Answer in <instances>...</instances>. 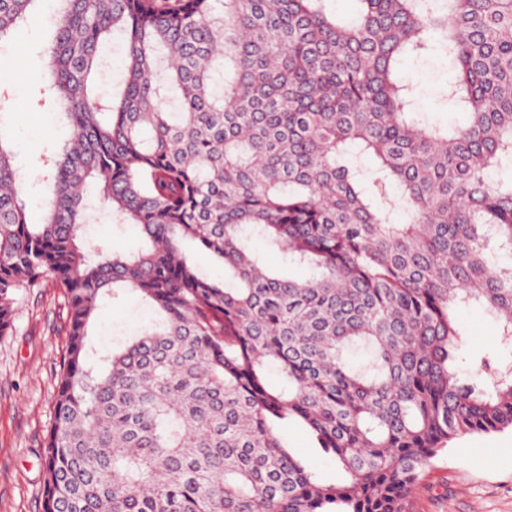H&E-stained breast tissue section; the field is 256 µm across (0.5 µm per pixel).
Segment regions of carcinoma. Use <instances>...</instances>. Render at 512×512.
Listing matches in <instances>:
<instances>
[{
    "mask_svg": "<svg viewBox=\"0 0 512 512\" xmlns=\"http://www.w3.org/2000/svg\"><path fill=\"white\" fill-rule=\"evenodd\" d=\"M38 2L0 0V41ZM328 2L56 0L42 88L70 134L45 150L41 224L0 114V334L22 286L50 278L67 307L43 512H405L448 442L512 429V371L463 372L456 317L485 307L512 342V177H490L512 170V0H356L349 20ZM434 50L465 116L446 128L399 77ZM91 184L137 251L83 250ZM256 234L309 275L275 274ZM127 294L161 320L99 354L100 304ZM287 421L340 482L282 441ZM123 42L119 37H114L105 51L108 53L111 62V71L108 77L102 81V91L105 93L119 90V85L123 77ZM279 434L291 446L308 470L324 481H338L342 472L333 460L323 455L318 448H313L310 440L300 426L290 423L279 427Z\"/></svg>",
    "mask_w": 512,
    "mask_h": 512,
    "instance_id": "cac0c4a2",
    "label": "carcinoma"
}]
</instances>
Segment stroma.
<instances>
[{"label": "stroma", "instance_id": "stroma-1", "mask_svg": "<svg viewBox=\"0 0 512 512\" xmlns=\"http://www.w3.org/2000/svg\"><path fill=\"white\" fill-rule=\"evenodd\" d=\"M51 6L43 0L35 18L18 27L0 47V95L16 106L9 124L16 161L28 182L25 197L29 223H40L43 149L66 138L68 130L55 121L50 107L40 105L35 76L42 69L41 47L49 42ZM450 64L438 51L405 60L400 77L411 90L413 108L430 122L460 121L445 96ZM86 249L102 243L137 249V225L115 224L100 216L87 225ZM21 300L14 325L0 336V512H41L45 467L43 448L54 417L60 357L66 344V310L62 288L44 283L18 291ZM458 320L466 343L461 354L477 361L494 356L501 367L512 366V344L497 343L493 318L479 306L461 308ZM152 315L134 296L101 303L91 342L107 352L150 324ZM279 433L308 470L324 481L342 477L335 462L313 448L306 432L290 423ZM407 512H512V430L457 438L435 458L406 503Z\"/></svg>", "mask_w": 512, "mask_h": 512}]
</instances>
